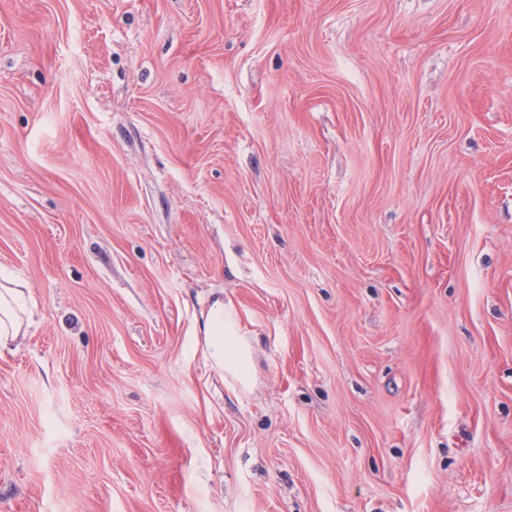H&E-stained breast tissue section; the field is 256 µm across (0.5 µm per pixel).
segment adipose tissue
Wrapping results in <instances>:
<instances>
[{"mask_svg": "<svg viewBox=\"0 0 512 512\" xmlns=\"http://www.w3.org/2000/svg\"><path fill=\"white\" fill-rule=\"evenodd\" d=\"M25 293L11 283H0V348L16 341L24 332L22 313ZM231 313L223 298H215L203 310L197 325L205 345L206 358L216 371L228 370L246 378L248 368L242 361L247 350L244 340L231 336Z\"/></svg>", "mask_w": 512, "mask_h": 512, "instance_id": "ef3b65f1", "label": "adipose tissue"}]
</instances>
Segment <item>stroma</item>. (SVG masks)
Masks as SVG:
<instances>
[{
  "label": "stroma",
  "instance_id": "1",
  "mask_svg": "<svg viewBox=\"0 0 512 512\" xmlns=\"http://www.w3.org/2000/svg\"><path fill=\"white\" fill-rule=\"evenodd\" d=\"M0 269V512H512V0H0ZM3 278L5 283H0V349L16 341L22 334L25 335L22 317L25 293L7 276ZM231 329V313L224 305V298L216 297L203 310L197 325L205 345L206 358L220 375L224 374L225 368L246 380L248 367L243 363L242 355L247 350V343L235 336H226Z\"/></svg>",
  "mask_w": 512,
  "mask_h": 512
}]
</instances>
